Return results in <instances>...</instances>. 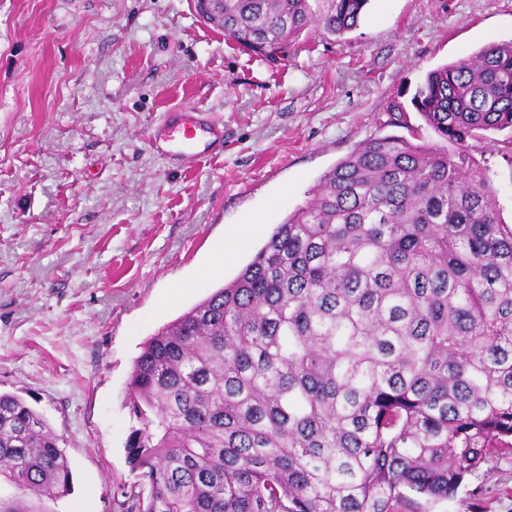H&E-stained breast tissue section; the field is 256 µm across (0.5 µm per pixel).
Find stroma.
<instances>
[{"mask_svg": "<svg viewBox=\"0 0 512 512\" xmlns=\"http://www.w3.org/2000/svg\"><path fill=\"white\" fill-rule=\"evenodd\" d=\"M512 40V0H370L358 26H309L273 51L236 47L193 0H0V392L55 430L73 492L57 512H114L133 480L125 405L140 346L232 280L320 177L392 125L437 66ZM188 105L224 152L169 167L148 132ZM473 154L512 225V133ZM263 233L222 265L244 224ZM422 512H512V458Z\"/></svg>", "mask_w": 512, "mask_h": 512, "instance_id": "35a3bbf8", "label": "stroma"}]
</instances>
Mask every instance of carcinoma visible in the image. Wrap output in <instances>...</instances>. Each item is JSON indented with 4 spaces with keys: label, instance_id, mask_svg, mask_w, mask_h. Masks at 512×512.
<instances>
[{
    "label": "carcinoma",
    "instance_id": "cac0c4a2",
    "mask_svg": "<svg viewBox=\"0 0 512 512\" xmlns=\"http://www.w3.org/2000/svg\"><path fill=\"white\" fill-rule=\"evenodd\" d=\"M219 0L264 53L368 0ZM410 103L442 145L371 138L330 168L254 257L142 343L141 427L117 512H418L512 455V225L469 149L512 131V41L427 73ZM60 438L0 393V512L71 492Z\"/></svg>",
    "mask_w": 512,
    "mask_h": 512
}]
</instances>
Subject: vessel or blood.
<instances>
[{
    "mask_svg": "<svg viewBox=\"0 0 512 512\" xmlns=\"http://www.w3.org/2000/svg\"><path fill=\"white\" fill-rule=\"evenodd\" d=\"M149 143L159 156L192 169L224 151V126L200 108L165 113L153 124Z\"/></svg>",
    "mask_w": 512,
    "mask_h": 512,
    "instance_id": "obj_1",
    "label": "vessel or blood"
}]
</instances>
